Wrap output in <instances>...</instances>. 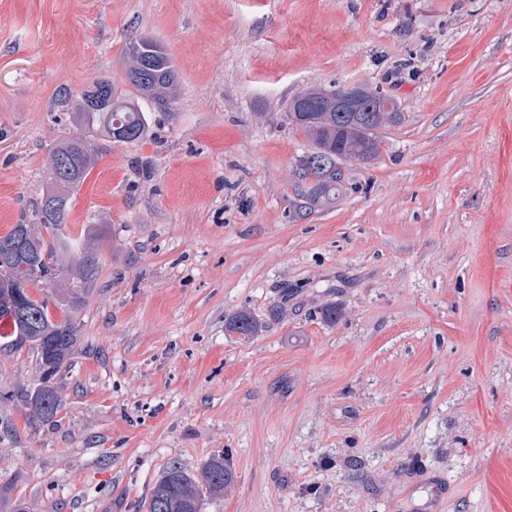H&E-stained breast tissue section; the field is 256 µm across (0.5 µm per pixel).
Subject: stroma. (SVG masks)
<instances>
[{
    "label": "stroma",
    "instance_id": "1",
    "mask_svg": "<svg viewBox=\"0 0 512 512\" xmlns=\"http://www.w3.org/2000/svg\"><path fill=\"white\" fill-rule=\"evenodd\" d=\"M142 35L178 99L95 140L68 222L105 226L103 268L54 421L0 349V481L25 512H147L169 461L221 454L203 512H512V0H0V236ZM358 84L404 119L298 213L287 104ZM261 328L259 322L246 312L233 315L225 324L226 331L242 336L243 339L258 336V333L262 330Z\"/></svg>",
    "mask_w": 512,
    "mask_h": 512
}]
</instances>
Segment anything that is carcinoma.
Wrapping results in <instances>:
<instances>
[{
  "mask_svg": "<svg viewBox=\"0 0 512 512\" xmlns=\"http://www.w3.org/2000/svg\"><path fill=\"white\" fill-rule=\"evenodd\" d=\"M125 79L132 91L124 96L110 80L88 84L73 102L76 125L115 142L146 138L152 118L142 104L172 107L178 87L174 63L163 46L144 36L126 44ZM357 97L356 108L349 111L339 103L337 89L311 86L288 102V120L310 145L296 165L300 197L309 209L335 200L343 189V164L377 158L378 130L402 120L397 101L382 91L360 88ZM97 161L87 137L60 142L51 154V187L31 202L29 216L0 236V345L14 351L26 347L35 358L38 382L23 392L34 423L54 419L63 408L55 378L70 367L80 342L75 317L102 269L99 225L83 224L73 231L67 224L73 192ZM33 288L39 296H33ZM51 303L61 319H52ZM225 329L246 340L258 335L261 325L240 312ZM232 479L222 454L195 473L172 461L152 490L148 512H201L205 500L224 496Z\"/></svg>",
  "mask_w": 512,
  "mask_h": 512,
  "instance_id": "obj_1",
  "label": "carcinoma"
}]
</instances>
